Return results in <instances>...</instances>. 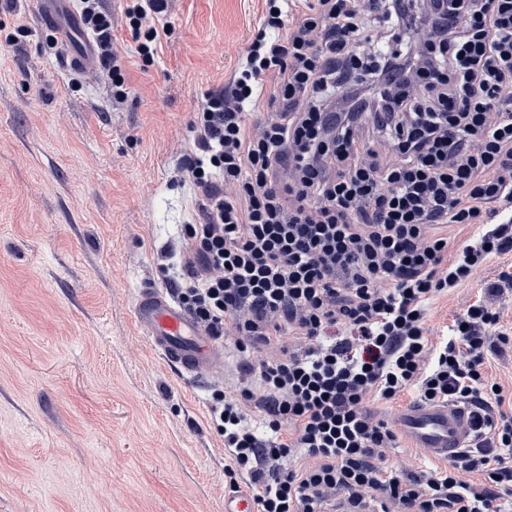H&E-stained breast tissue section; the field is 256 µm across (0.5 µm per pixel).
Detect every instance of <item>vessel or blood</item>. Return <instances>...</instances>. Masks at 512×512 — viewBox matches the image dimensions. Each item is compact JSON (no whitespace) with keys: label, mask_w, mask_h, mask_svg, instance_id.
Masks as SVG:
<instances>
[{"label":"vessel or blood","mask_w":512,"mask_h":512,"mask_svg":"<svg viewBox=\"0 0 512 512\" xmlns=\"http://www.w3.org/2000/svg\"><path fill=\"white\" fill-rule=\"evenodd\" d=\"M42 26L55 30L61 54L80 69L97 66L95 46L82 27L71 0H43ZM134 321L152 350L190 379L204 380L224 363V346L163 289L147 288L133 306ZM396 429L427 454L448 461L466 446L471 415L459 404L409 403L397 409Z\"/></svg>","instance_id":"vessel-or-blood-1"}]
</instances>
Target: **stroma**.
<instances>
[{
	"label": "stroma",
	"instance_id": "35a3bbf8",
	"mask_svg": "<svg viewBox=\"0 0 512 512\" xmlns=\"http://www.w3.org/2000/svg\"><path fill=\"white\" fill-rule=\"evenodd\" d=\"M103 3L125 59L120 104L104 68H71L49 44L40 0H0V512H224L225 495L258 486L227 476L211 394H239L280 352H239L228 327L223 366L192 381L153 353L132 308L142 289L182 285L163 268L202 216L180 172L195 113L232 77L263 2L168 0L172 34L148 64L123 0ZM510 263L429 304L432 344L480 300L512 335V288L486 290ZM378 464L415 478L440 461L403 439Z\"/></svg>",
	"mask_w": 512,
	"mask_h": 512
}]
</instances>
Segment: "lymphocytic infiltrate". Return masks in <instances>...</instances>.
I'll return each mask as SVG.
<instances>
[{
    "mask_svg": "<svg viewBox=\"0 0 512 512\" xmlns=\"http://www.w3.org/2000/svg\"><path fill=\"white\" fill-rule=\"evenodd\" d=\"M125 2L136 50L153 60L166 0ZM264 2L233 77L205 95L193 125L184 171L203 220L184 235L177 299L210 335L232 325L238 351L288 336L309 345L261 362L239 397L214 393L227 473L259 482L258 512H323L336 490L348 512H362L370 490L407 512H512V414L483 373L512 338L481 302L439 347L424 327L437 295L512 255V217L495 211L512 209V0ZM77 8L122 102L112 15L100 0ZM366 44L379 45L376 58L360 54ZM265 102L278 110L251 130ZM460 225L471 236L455 248L446 229ZM410 386L472 416L453 463L415 479L377 465L397 435L363 405ZM462 470L484 483H464Z\"/></svg>",
    "mask_w": 512,
    "mask_h": 512,
    "instance_id": "1",
    "label": "lymphocytic infiltrate"
}]
</instances>
